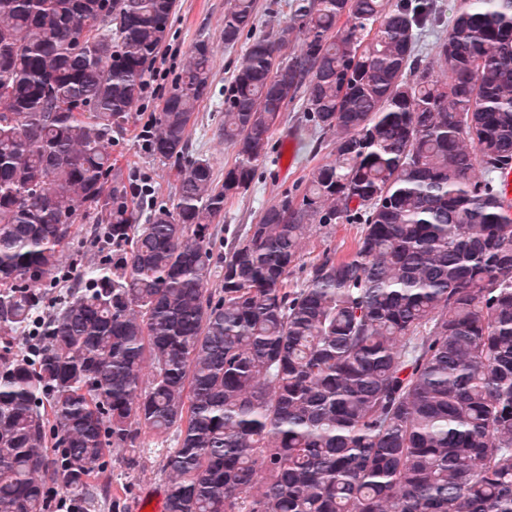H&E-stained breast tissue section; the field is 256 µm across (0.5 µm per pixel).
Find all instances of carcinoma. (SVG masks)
Wrapping results in <instances>:
<instances>
[{"mask_svg":"<svg viewBox=\"0 0 512 512\" xmlns=\"http://www.w3.org/2000/svg\"><path fill=\"white\" fill-rule=\"evenodd\" d=\"M174 0H0V512H123L104 476L146 436L164 512H512V0H291L274 36L227 0L233 167L177 170L142 217L112 173ZM300 38V52L282 48ZM199 42L147 144L187 149L210 88ZM300 99L334 159L217 246ZM104 246L44 312L73 225ZM361 224L309 264L316 225ZM303 278L294 288V268ZM218 280L220 287H212ZM443 9V20L440 24L434 27L425 29L420 35L419 45L421 46L422 56L425 62L430 61L433 67L434 74L438 77L442 76V67L436 61L435 46L442 38L447 29L448 22L453 15L456 0H438Z\"/></svg>","mask_w":512,"mask_h":512,"instance_id":"carcinoma-1","label":"carcinoma"}]
</instances>
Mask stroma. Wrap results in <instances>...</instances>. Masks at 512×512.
Masks as SVG:
<instances>
[{
    "instance_id": "stroma-1",
    "label": "stroma",
    "mask_w": 512,
    "mask_h": 512,
    "mask_svg": "<svg viewBox=\"0 0 512 512\" xmlns=\"http://www.w3.org/2000/svg\"><path fill=\"white\" fill-rule=\"evenodd\" d=\"M226 2L176 0L169 36L154 63L155 69L164 70L165 75L151 81V90L136 105L132 121L112 134V166L115 172L121 175L125 185L130 186L137 181L148 184L156 200L166 202L172 198L177 170L173 162L159 161L149 153L139 131L160 111L172 78L182 70L189 59L191 47L199 41L208 42L213 47L212 83L188 132V156L209 160L219 179L235 163L236 150L233 144L225 141L221 130L224 86L230 81L245 45L240 42L228 47L223 42ZM270 146L271 150L258 165L249 189L226 202L220 227L241 230L245 225L258 223L265 207L276 203L282 193L292 191L304 182L312 168L331 161L334 153L332 136L316 129L298 102L286 108L281 125L270 137ZM97 222L96 215L83 217L75 235L62 247L58 271L51 282L58 291L77 287L82 267L94 253L92 239ZM360 233L361 227L357 224L314 227L304 241L302 259L311 261L327 248L336 250L340 255L348 254ZM160 446V440L146 437L140 465L133 471L126 470L122 464L123 450L111 452L112 489L125 501L128 512H135L145 495H159L164 491V476L159 466Z\"/></svg>"
}]
</instances>
